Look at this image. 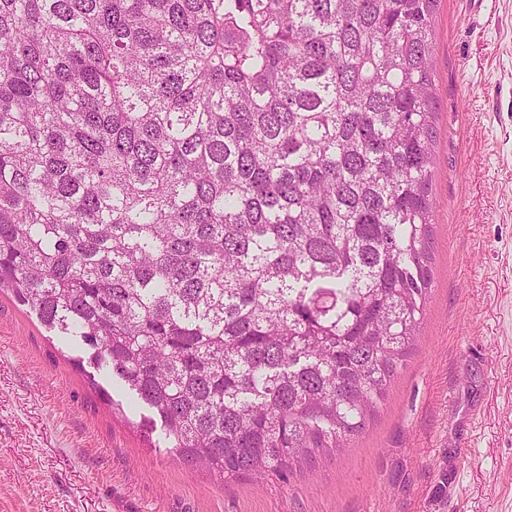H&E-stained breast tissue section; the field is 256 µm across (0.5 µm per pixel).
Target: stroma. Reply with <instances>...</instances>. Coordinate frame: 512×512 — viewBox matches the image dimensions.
Here are the masks:
<instances>
[{
  "label": "stroma",
  "instance_id": "obj_1",
  "mask_svg": "<svg viewBox=\"0 0 512 512\" xmlns=\"http://www.w3.org/2000/svg\"><path fill=\"white\" fill-rule=\"evenodd\" d=\"M433 283L367 430L284 483L144 439L0 291V512H512V0H440Z\"/></svg>",
  "mask_w": 512,
  "mask_h": 512
}]
</instances>
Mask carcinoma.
<instances>
[{
  "instance_id": "cac0c4a2",
  "label": "carcinoma",
  "mask_w": 512,
  "mask_h": 512,
  "mask_svg": "<svg viewBox=\"0 0 512 512\" xmlns=\"http://www.w3.org/2000/svg\"><path fill=\"white\" fill-rule=\"evenodd\" d=\"M439 0H0V290L176 460L341 453L433 275Z\"/></svg>"
}]
</instances>
